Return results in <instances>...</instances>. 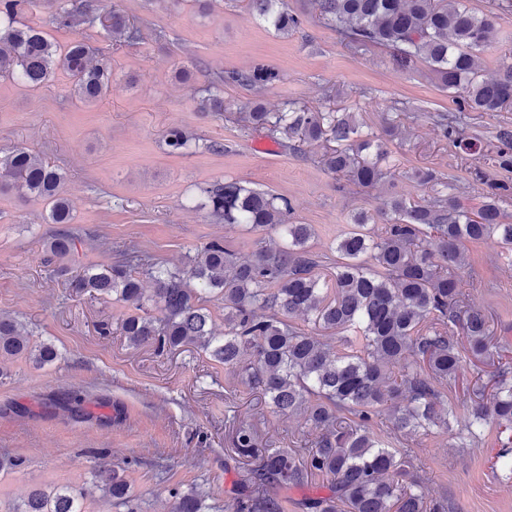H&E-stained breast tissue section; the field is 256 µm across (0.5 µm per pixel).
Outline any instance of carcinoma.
<instances>
[{
  "mask_svg": "<svg viewBox=\"0 0 512 512\" xmlns=\"http://www.w3.org/2000/svg\"><path fill=\"white\" fill-rule=\"evenodd\" d=\"M43 2L59 26L78 29L97 22L116 45L141 37L121 10L105 11L100 0ZM31 3L0 0V79L37 88L62 70L79 100L102 101L112 89L111 60L80 37L60 50L41 27L19 22ZM315 5L319 18L348 46H382L403 68L426 62L442 88L458 93L457 111L499 112L512 105V65L492 79L478 75L495 14L479 16L464 0H315ZM247 8L283 37L303 24L287 0H247ZM277 81L278 73L263 64L216 72L202 89L200 107L222 112L224 86L247 87L254 97L236 108L244 127L263 130L294 150L334 142L322 154L323 167L361 188L395 177L383 162L390 143L401 138L398 125L366 132L350 112L314 111L288 100L280 111L269 112L262 98ZM436 124L446 138L463 136L455 115L439 114ZM165 145L177 154L221 149L179 128L169 131ZM405 177L438 187L436 195L411 202L391 193L383 207L353 212L351 229L332 248L336 263L329 279L317 272L323 257L308 249L312 226L288 221L287 197L215 181L202 188L212 216L260 234L251 259L242 261L224 243L211 241L189 256L185 267L163 268L124 249L114 264L89 267L72 280L78 292L112 296L135 310L121 323L129 346L164 352L191 345L236 373L271 412L305 413L315 437L302 448H263L254 425L237 421L232 452L255 467L236 497L235 512H284L281 492L305 487L315 476L326 478L328 493L301 500L304 512H448V502L425 496L427 478L412 456L377 431L381 407L391 406L394 434L408 439L449 433L460 448L490 426L512 429V356L493 353L486 313L466 306L460 288L468 242L496 235L512 246L503 195L485 196L473 214L434 170L415 169ZM65 181L61 169L26 147L0 156V192L47 202L53 224L72 221ZM48 248L66 260L75 240L57 232ZM144 276L154 285L149 293L142 288ZM210 298L224 304L222 335L205 305ZM150 307L159 315L148 313ZM297 316L311 324L310 331L295 326ZM19 355L40 368L59 359L53 344L31 341L18 321L1 313L0 364ZM493 357L495 390L458 414L445 389L459 385L468 361ZM128 492L118 470L104 461L89 483L33 490L10 512H89L87 502L94 497L111 503ZM175 497L173 512L204 508L197 491Z\"/></svg>",
  "mask_w": 512,
  "mask_h": 512,
  "instance_id": "obj_1",
  "label": "carcinoma"
}]
</instances>
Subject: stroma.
Segmentation results:
<instances>
[{
  "mask_svg": "<svg viewBox=\"0 0 512 512\" xmlns=\"http://www.w3.org/2000/svg\"><path fill=\"white\" fill-rule=\"evenodd\" d=\"M113 4L134 23L167 30L169 41L148 34L116 47L101 26L76 31L52 24L41 0L21 17L41 26L58 48L80 35L111 59L112 90L99 105L78 102L61 72L39 89L0 79V152L24 146L65 172L68 230L76 236L73 255L59 262L47 249L57 227L46 202L0 193V312L60 355L50 367L19 358L0 371V454L24 460L19 471L0 473V512L31 489L89 482L101 452L124 470L129 499L96 501L94 512H172L175 493L195 489L207 512H224L248 476L230 450L232 416L248 418L275 448L311 439L302 419L272 414L259 394L194 347L159 353L129 346L121 330L125 307L70 286L86 267L111 264L113 247L123 244L168 267L183 265L213 240L250 259L256 233L212 220L202 187L232 180L287 197L291 222L312 225L309 246L319 255L348 230L354 211L373 208L389 192L416 201L433 196L432 187L406 179V171L430 168L457 182L470 210L480 206L489 183L512 187V147L499 138L500 130H512V112L462 113L467 145L444 138L433 117L455 111L456 97L432 79L428 65L401 68L377 46L351 52L318 21L312 0H288L304 22L286 38L243 0H215L205 11L197 0H101L102 7ZM256 63L281 75L264 97L268 111L294 100L355 113L377 133L388 122L405 126V139L391 147L395 185L345 186L321 166L323 144L293 151L242 130L230 113L200 110L210 73ZM479 64L486 78L512 64V12L496 18ZM179 67L188 79L175 78ZM173 127L222 149L169 152L164 139ZM467 254L476 273L462 281L468 301L490 316L497 342L512 350V250L491 237L468 243ZM70 394L91 411L108 404V418L75 417L61 404ZM506 440L493 426L474 450L452 447L447 435L422 438L412 448L432 493L447 498L448 512H512V479L494 465Z\"/></svg>",
  "mask_w": 512,
  "mask_h": 512,
  "instance_id": "stroma-1",
  "label": "stroma"
}]
</instances>
